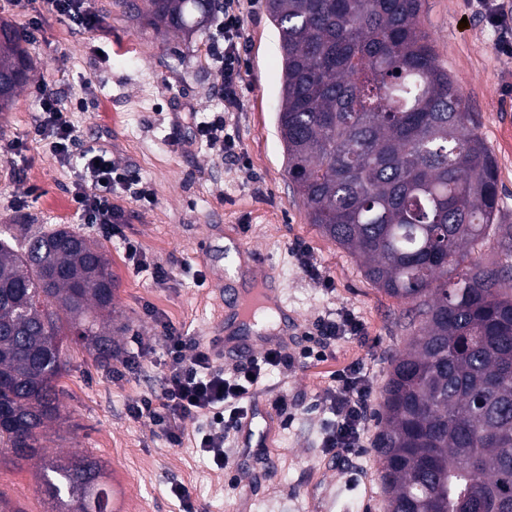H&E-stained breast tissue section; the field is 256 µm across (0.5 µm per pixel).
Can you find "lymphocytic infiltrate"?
Masks as SVG:
<instances>
[{
  "instance_id": "f902f5d3",
  "label": "lymphocytic infiltrate",
  "mask_w": 512,
  "mask_h": 512,
  "mask_svg": "<svg viewBox=\"0 0 512 512\" xmlns=\"http://www.w3.org/2000/svg\"><path fill=\"white\" fill-rule=\"evenodd\" d=\"M245 0H224V15L216 27L209 57L224 84V107L212 118L195 126L198 141L218 155H234L235 140L225 132V115L242 108V58L245 40ZM39 115L33 135L48 142L56 158L74 169L72 199L83 223L99 225L108 237H121L124 212L113 202L116 190L129 192L136 201L153 203L154 193L141 181L129 178L112 160L108 151L92 145L78 146L71 121V107L63 102L49 83L36 86ZM166 348L164 388L160 400L145 396L131 403L133 417H148L163 426L170 443L181 440V424L190 416L208 419L200 431L197 448L216 467H223L226 424L240 426L248 411L245 406L265 366H285L289 358L272 349L249 365L225 373L209 345L182 336L170 325H163ZM336 420L326 439L327 447L338 456L352 454L363 445L368 411L374 399L370 377L362 363L353 362L336 375V385L327 392Z\"/></svg>"
}]
</instances>
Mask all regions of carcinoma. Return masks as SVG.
Here are the masks:
<instances>
[{
    "label": "carcinoma",
    "instance_id": "cac0c4a2",
    "mask_svg": "<svg viewBox=\"0 0 512 512\" xmlns=\"http://www.w3.org/2000/svg\"><path fill=\"white\" fill-rule=\"evenodd\" d=\"M214 0H142L158 33L207 28ZM283 60L276 113L309 223L408 304L375 450L388 512H512V225L497 167L420 23L422 0H266ZM34 64L0 20V114ZM499 259L476 255L489 234ZM115 279L104 247L65 226L0 225V448L39 456L60 417L63 337L112 358ZM53 512H112L90 456L42 466Z\"/></svg>",
    "mask_w": 512,
    "mask_h": 512
}]
</instances>
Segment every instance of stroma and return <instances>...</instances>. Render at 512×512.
<instances>
[{
	"label": "stroma",
	"mask_w": 512,
	"mask_h": 512,
	"mask_svg": "<svg viewBox=\"0 0 512 512\" xmlns=\"http://www.w3.org/2000/svg\"><path fill=\"white\" fill-rule=\"evenodd\" d=\"M99 26L76 32L42 15L40 0L28 12L0 0V19L16 28L41 16L42 31L28 50L36 63L33 81L0 120V144L22 141L21 153H0V225H69L103 243L116 279L114 303L126 329L115 338L112 364H99L65 340L68 370L60 380L62 422L44 432L42 457L90 454L124 491V512L144 502L146 512H386L374 441L382 425L370 416L365 446L341 460L325 448L334 421L324 402L338 370L362 361L375 392L388 379L390 359L410 339L402 302L372 285L359 260L324 237L306 217L288 178L276 126L281 104L282 58L266 0H255L245 19L243 109L227 117L237 145L222 158L194 138L189 112L206 117L224 104V90L208 56L211 33L158 34L141 27L119 0H91ZM438 59L466 97L472 124L498 171L497 221L512 225V58L500 55L494 31L472 13L467 0H423L420 18ZM64 74L57 93L85 99L72 122L81 140L108 148L129 174L153 189L156 200L140 205L126 194L124 237L137 241L148 260L171 263L162 282L126 259L118 239L82 223L72 200V168L61 164L46 142L33 138L38 107L35 85L54 70ZM123 237V238H124ZM264 255L265 271L295 323L282 350L295 360L267 369L252 399L253 430L262 448L244 447L242 432L229 431V467L217 468L196 446L199 419L182 423V441L171 444L149 418H134L129 404L160 394L165 346L162 324L211 343L217 325L230 317L223 293L240 287L225 241ZM308 250L318 277L301 267L296 244ZM353 313L361 337H342L321 347L317 326ZM146 349H138V342ZM135 356L137 371L117 375L113 363ZM184 486L188 502L170 492ZM0 497L18 512H49L39 459L20 463L0 455Z\"/></svg>",
	"instance_id": "1"
}]
</instances>
